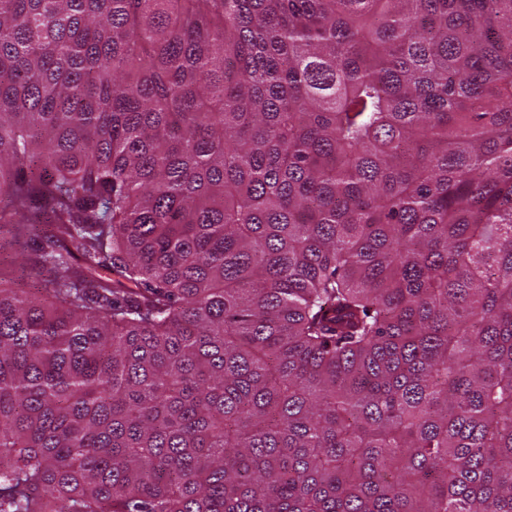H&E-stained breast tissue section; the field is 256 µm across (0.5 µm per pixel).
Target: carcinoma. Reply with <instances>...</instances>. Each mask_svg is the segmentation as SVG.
Masks as SVG:
<instances>
[{
    "label": "carcinoma",
    "instance_id": "carcinoma-1",
    "mask_svg": "<svg viewBox=\"0 0 512 512\" xmlns=\"http://www.w3.org/2000/svg\"><path fill=\"white\" fill-rule=\"evenodd\" d=\"M0 512H512V0H0ZM32 253V250L15 243L6 230L0 234V266L7 271L13 270L16 276H24L25 281L36 279L30 260L34 257Z\"/></svg>",
    "mask_w": 512,
    "mask_h": 512
}]
</instances>
